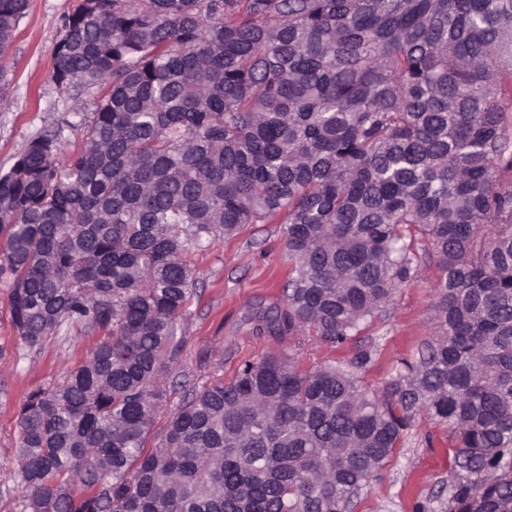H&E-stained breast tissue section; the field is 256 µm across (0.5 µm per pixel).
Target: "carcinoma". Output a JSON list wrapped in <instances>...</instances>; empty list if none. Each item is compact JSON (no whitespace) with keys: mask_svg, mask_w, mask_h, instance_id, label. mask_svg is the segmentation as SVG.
<instances>
[{"mask_svg":"<svg viewBox=\"0 0 512 512\" xmlns=\"http://www.w3.org/2000/svg\"><path fill=\"white\" fill-rule=\"evenodd\" d=\"M64 29L52 81L96 109L0 174V283L28 348L98 338L21 406L26 512H351L424 413L447 512H512V0H78ZM246 224L282 225L272 334L350 341L423 255L434 332L379 395L283 354L186 380L157 436L188 254Z\"/></svg>","mask_w":512,"mask_h":512,"instance_id":"cac0c4a2","label":"carcinoma"}]
</instances>
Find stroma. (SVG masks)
<instances>
[{
  "label": "stroma",
  "instance_id": "stroma-1",
  "mask_svg": "<svg viewBox=\"0 0 512 512\" xmlns=\"http://www.w3.org/2000/svg\"><path fill=\"white\" fill-rule=\"evenodd\" d=\"M76 0H29L21 19L0 84V172L7 171L30 141L61 130L65 152L83 145L80 116L70 114L71 102L51 75L63 21ZM71 125L60 128L62 118ZM197 276V295L180 323L186 343L171 367L166 383L169 406L180 400L178 386L190 379L204 383L223 374L232 379L246 359L268 353L296 352L302 367L347 362L359 349L373 348L372 361L358 375L367 388L378 390L390 379L399 360L416 355L432 334V309L437 275L433 259L420 262L414 279L399 288L381 319L365 326L353 341L336 347L316 337L295 342L258 327V316L279 305L287 277L281 227L247 224L235 236L215 240L204 250L190 252ZM93 336L78 328L60 329L41 347L21 344L10 321L8 288L0 284V512H22L25 487L17 478L19 410L28 392L61 382L93 344ZM452 440L430 417L419 416L404 447L396 449L352 512H445L452 478Z\"/></svg>",
  "mask_w": 512,
  "mask_h": 512
}]
</instances>
